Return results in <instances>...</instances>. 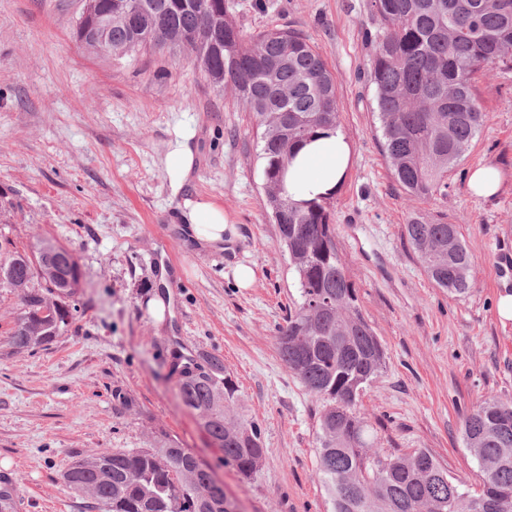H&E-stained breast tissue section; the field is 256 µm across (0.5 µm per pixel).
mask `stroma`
<instances>
[{
    "instance_id": "stroma-1",
    "label": "stroma",
    "mask_w": 512,
    "mask_h": 512,
    "mask_svg": "<svg viewBox=\"0 0 512 512\" xmlns=\"http://www.w3.org/2000/svg\"><path fill=\"white\" fill-rule=\"evenodd\" d=\"M250 37L291 28L338 79L340 131L351 158L328 201L336 244L358 306L386 353L359 410L385 453L428 450L450 476H482L462 439L485 400L512 402V320L497 312L512 293V66L478 73L487 117L448 174L447 198L409 200L381 150L367 73L377 29L370 0H225ZM84 0H0V244L44 239L69 248L82 273L83 309L49 346L18 352L7 335L24 307L0 288V490L17 512H90L62 474L79 455L178 441L223 484L237 512H330L317 472L320 403L277 353L299 300L288 254L266 212L257 126L231 90H216L192 61L147 51L118 58L75 38ZM194 161L173 190L169 155ZM502 188L472 194L479 165ZM223 206L238 230L225 250L185 245L184 199ZM414 217L459 225L475 259L473 286L453 297L428 278L404 226ZM253 269L240 288L232 264ZM174 273L160 285V266ZM168 307L156 319L149 302ZM218 355L259 424L266 454L252 479L222 453L181 402L169 373L175 354Z\"/></svg>"
}]
</instances>
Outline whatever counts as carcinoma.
Here are the masks:
<instances>
[{"label":"carcinoma","mask_w":512,"mask_h":512,"mask_svg":"<svg viewBox=\"0 0 512 512\" xmlns=\"http://www.w3.org/2000/svg\"><path fill=\"white\" fill-rule=\"evenodd\" d=\"M149 0H86L111 18L109 45L118 57L149 47L189 49L218 90L231 89L258 119L266 208L288 252L300 302L279 330L280 359L322 400L316 435L317 470L331 512H512V403L489 400L464 422L463 438L484 474L479 490L453 482L423 448L410 454L373 449L370 425L356 411L360 392L385 367L379 338L357 306L336 247L326 197L294 200L288 165L306 144L336 134L337 77L302 34L273 28L247 37L227 15L224 0H168L167 11H135ZM380 27L371 36L369 81L375 89L383 153L408 199L448 196V171L481 131L485 113L473 91L482 69L512 61V0H371ZM405 233L429 279L466 296L474 257L459 225L413 218ZM8 284L20 287L25 321L8 343L18 351L44 347L79 312L40 316L57 303L55 276L27 288L16 253ZM171 373L180 399L246 478L265 456L259 425L239 411L237 387L216 355L180 354ZM97 512H233L224 485L187 448L163 434L149 448H114L76 457L63 474Z\"/></svg>","instance_id":"carcinoma-1"}]
</instances>
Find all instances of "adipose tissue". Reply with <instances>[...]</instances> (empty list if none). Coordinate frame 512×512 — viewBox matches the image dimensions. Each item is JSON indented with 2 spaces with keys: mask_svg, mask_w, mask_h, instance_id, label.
<instances>
[{
  "mask_svg": "<svg viewBox=\"0 0 512 512\" xmlns=\"http://www.w3.org/2000/svg\"><path fill=\"white\" fill-rule=\"evenodd\" d=\"M348 161L349 147L343 135L305 145L288 169L289 193L294 200L304 201L334 192ZM179 217L191 241L205 248L223 249L226 239L237 236L223 208L206 198L185 201Z\"/></svg>",
  "mask_w": 512,
  "mask_h": 512,
  "instance_id": "obj_1",
  "label": "adipose tissue"
}]
</instances>
